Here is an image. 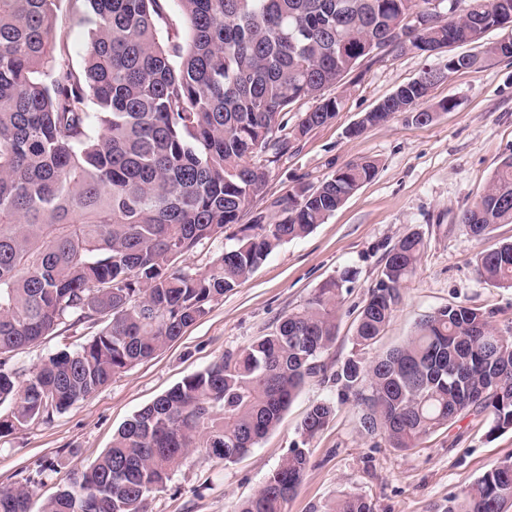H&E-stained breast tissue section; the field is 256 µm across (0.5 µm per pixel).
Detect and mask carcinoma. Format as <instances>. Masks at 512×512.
I'll return each mask as SVG.
<instances>
[{"label":"carcinoma","instance_id":"carcinoma-1","mask_svg":"<svg viewBox=\"0 0 512 512\" xmlns=\"http://www.w3.org/2000/svg\"><path fill=\"white\" fill-rule=\"evenodd\" d=\"M93 31L84 65L56 31L58 0H0V435L48 423L54 413L152 357L209 313L283 243L309 234L378 172L352 162L313 191L285 200L284 218L241 223L266 184L267 164L333 120L342 97H326L287 132L288 109L340 88L358 62L392 39L403 17L434 0H89ZM433 25L408 39L427 53L467 42L512 0H443ZM436 82L399 86L368 113L428 123ZM264 154L266 163L254 158ZM458 223L475 237L512 224V156ZM238 226L233 244L205 271L184 264L205 240ZM424 248L416 232L385 256L358 314L355 342L373 345L401 300ZM485 283L512 288V243L476 256ZM348 277L323 283L275 330L182 380L132 416L112 445L40 512H149L152 495L192 453L230 465L281 421L311 379L354 393L360 426L410 449L465 413L488 433L512 429V328L448 305L420 319L407 341L373 360L322 361L336 341ZM61 325H85L78 345L23 370L13 358ZM335 413L313 405L264 485L238 512H285L310 462L309 445ZM512 461L487 470L448 512H503ZM0 512H32L25 486L0 488ZM332 512H374L345 494Z\"/></svg>","mask_w":512,"mask_h":512}]
</instances>
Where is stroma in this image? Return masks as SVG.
Here are the masks:
<instances>
[{"mask_svg": "<svg viewBox=\"0 0 512 512\" xmlns=\"http://www.w3.org/2000/svg\"><path fill=\"white\" fill-rule=\"evenodd\" d=\"M88 0H62L56 27L67 37L71 60L81 66L92 29ZM512 35L511 27L488 30L470 45L481 55L475 68L455 73L431 92V122L399 115L352 134L355 123L400 85L427 69L445 68L454 46L417 54L388 50L365 59L345 79L343 105L330 123L299 137L288 153L270 164L262 194L248 215L276 222L278 199L301 187L315 188L346 163L379 162L376 177L363 184L309 235L270 254L234 290L214 302L207 315L152 358L115 377L49 423L0 437V487L28 484L34 504L65 485L71 469L86 466L112 444L114 432L137 411L203 370L224 354L275 329L279 319L300 309L316 288L349 275L336 341L323 360L337 367L350 356L368 360L402 345L424 315L463 303L492 316L499 328L512 327V288L480 281L477 253L512 241V224L474 238L457 222L461 209L486 191L501 161L512 156V58L486 55L488 46ZM452 101L439 110L440 101ZM420 233L425 248L415 273L401 290L390 325L369 348L354 343L356 317L369 288L380 277L387 250L402 236ZM86 328L59 327L37 346L18 354L28 369L79 343ZM329 399L336 411L310 444V465L286 512H330L348 493L370 499L375 512H446L448 503L492 466L512 461V430L489 436L484 415L468 413L401 451L378 436L361 434V410L339 386L312 381L298 393L276 430L232 465L191 454L151 501V512H235L281 463L307 410ZM57 470L44 483L42 465Z\"/></svg>", "mask_w": 512, "mask_h": 512, "instance_id": "1", "label": "stroma"}]
</instances>
